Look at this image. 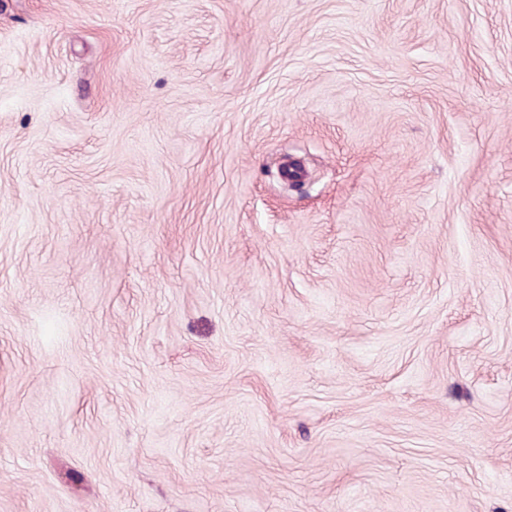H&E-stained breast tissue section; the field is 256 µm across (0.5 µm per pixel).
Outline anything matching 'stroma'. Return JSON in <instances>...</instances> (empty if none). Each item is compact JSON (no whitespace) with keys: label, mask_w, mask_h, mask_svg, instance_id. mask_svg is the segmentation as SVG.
Masks as SVG:
<instances>
[{"label":"stroma","mask_w":512,"mask_h":512,"mask_svg":"<svg viewBox=\"0 0 512 512\" xmlns=\"http://www.w3.org/2000/svg\"><path fill=\"white\" fill-rule=\"evenodd\" d=\"M0 512H512V0H0Z\"/></svg>","instance_id":"35a3bbf8"}]
</instances>
